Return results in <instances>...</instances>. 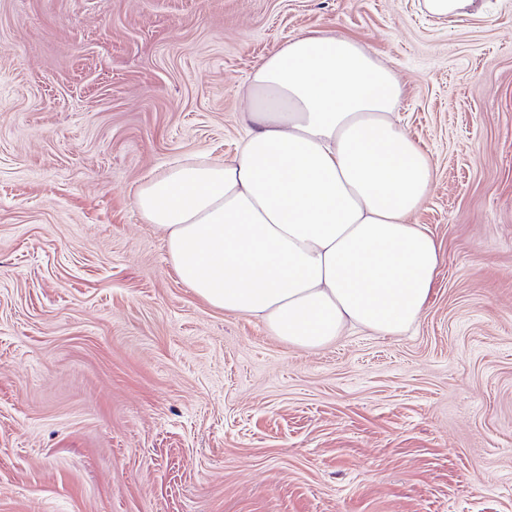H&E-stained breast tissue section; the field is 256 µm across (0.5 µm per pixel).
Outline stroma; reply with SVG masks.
<instances>
[{
	"label": "stroma",
	"instance_id": "1",
	"mask_svg": "<svg viewBox=\"0 0 512 512\" xmlns=\"http://www.w3.org/2000/svg\"><path fill=\"white\" fill-rule=\"evenodd\" d=\"M310 31L432 160L418 326L318 350L210 307L135 206L232 156ZM0 512H512V0H0ZM425 6L438 17H448L466 13L467 9L480 12L481 0H425Z\"/></svg>",
	"mask_w": 512,
	"mask_h": 512
}]
</instances>
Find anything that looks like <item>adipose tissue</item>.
<instances>
[{
	"label": "adipose tissue",
	"instance_id": "1",
	"mask_svg": "<svg viewBox=\"0 0 512 512\" xmlns=\"http://www.w3.org/2000/svg\"><path fill=\"white\" fill-rule=\"evenodd\" d=\"M402 93L389 67L333 32L263 58L239 153L172 164L137 191L179 279L297 348L413 329L439 247L407 221L433 168L394 119Z\"/></svg>",
	"mask_w": 512,
	"mask_h": 512
}]
</instances>
